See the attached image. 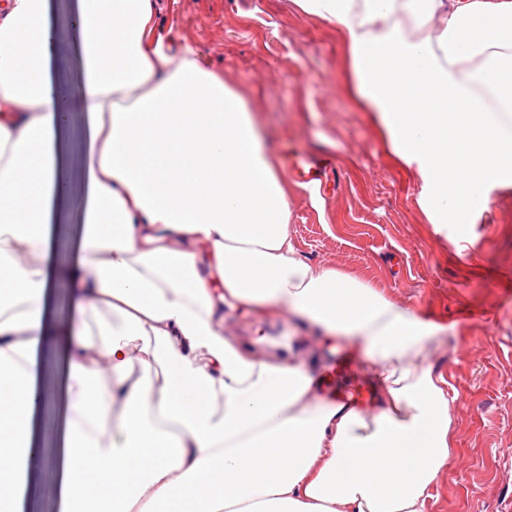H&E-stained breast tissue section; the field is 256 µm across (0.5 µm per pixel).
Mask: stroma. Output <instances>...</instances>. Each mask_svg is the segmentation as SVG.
<instances>
[{
	"label": "stroma",
	"instance_id": "obj_1",
	"mask_svg": "<svg viewBox=\"0 0 512 512\" xmlns=\"http://www.w3.org/2000/svg\"><path fill=\"white\" fill-rule=\"evenodd\" d=\"M155 21L178 22L181 42L237 89L257 114L292 192L291 234L302 258L363 273L397 303L425 319L453 325L438 367L457 398L459 451L433 491L428 512H502L512 502V184L493 194L489 212L466 236L429 224L416 173L394 161L372 113L349 92L341 39L293 0H156ZM72 172L64 223L52 247L76 253L84 233L81 178L86 118L75 113L64 137ZM331 162L315 178L294 179L290 156ZM313 376L330 372L345 352L358 356L354 377L324 386L328 398L368 377L360 346L308 327L289 334ZM44 403L34 419L47 454L61 446L69 410L66 374L53 342L38 357ZM61 468L30 466L22 512H61Z\"/></svg>",
	"mask_w": 512,
	"mask_h": 512
}]
</instances>
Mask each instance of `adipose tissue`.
<instances>
[{
	"label": "adipose tissue",
	"mask_w": 512,
	"mask_h": 512,
	"mask_svg": "<svg viewBox=\"0 0 512 512\" xmlns=\"http://www.w3.org/2000/svg\"><path fill=\"white\" fill-rule=\"evenodd\" d=\"M335 25L355 96L466 229L512 178V0H295ZM154 0H78L80 105L60 103L48 0H0V512H19L42 403L46 291L66 284L64 512H427L457 450L446 328L362 274L303 260L292 197L244 97ZM89 121L86 230L51 254L60 135ZM251 319L253 346L224 332ZM361 345L374 407L329 400L270 320ZM148 381L129 377L133 366Z\"/></svg>",
	"instance_id": "ef3b65f1"
}]
</instances>
